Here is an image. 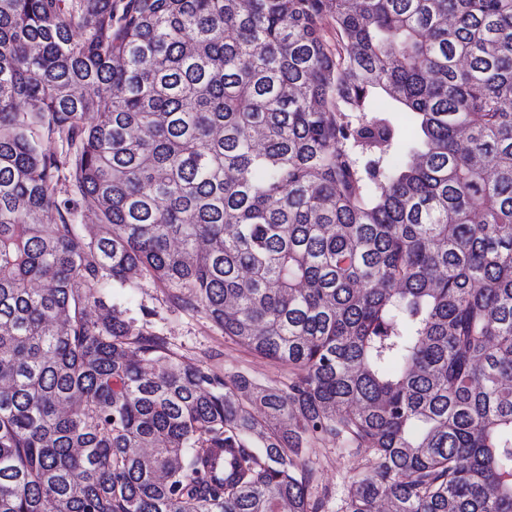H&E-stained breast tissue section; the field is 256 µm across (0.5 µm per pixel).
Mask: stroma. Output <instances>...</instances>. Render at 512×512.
I'll return each instance as SVG.
<instances>
[{"mask_svg":"<svg viewBox=\"0 0 512 512\" xmlns=\"http://www.w3.org/2000/svg\"><path fill=\"white\" fill-rule=\"evenodd\" d=\"M107 294L124 318L166 337L171 348L189 363L223 377L240 372L262 383L288 380L287 369L231 343L203 314L171 306L166 291L151 280H141L133 288L116 284ZM310 460L316 473L311 492L317 495L322 489L330 490V512H342L351 477L372 469L368 454L361 450L318 447Z\"/></svg>","mask_w":512,"mask_h":512,"instance_id":"35a3bbf8","label":"stroma"}]
</instances>
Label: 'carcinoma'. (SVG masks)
Segmentation results:
<instances>
[{"label":"carcinoma","instance_id":"obj_1","mask_svg":"<svg viewBox=\"0 0 512 512\" xmlns=\"http://www.w3.org/2000/svg\"><path fill=\"white\" fill-rule=\"evenodd\" d=\"M511 379L512 0H0V512H512ZM106 292L124 318L166 337L170 347L189 363L221 377L240 372L262 383L288 382V369L231 343L203 314L174 308L164 288L149 279H142L135 288L114 283ZM369 459L362 450L346 451L335 446L314 448L310 456V465L316 473V482L310 490L312 497L326 487L332 494L329 512H343L350 477L357 473H370L372 465Z\"/></svg>","mask_w":512,"mask_h":512}]
</instances>
